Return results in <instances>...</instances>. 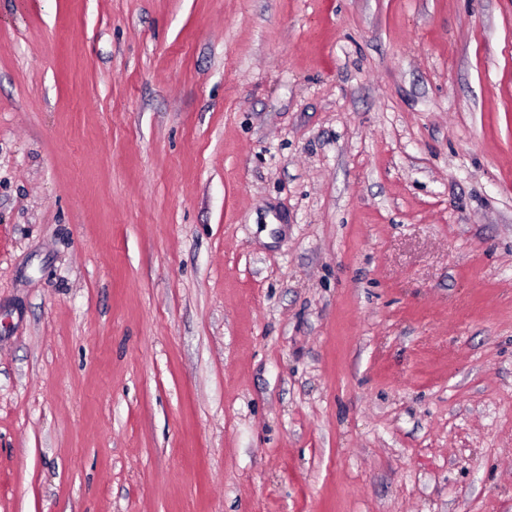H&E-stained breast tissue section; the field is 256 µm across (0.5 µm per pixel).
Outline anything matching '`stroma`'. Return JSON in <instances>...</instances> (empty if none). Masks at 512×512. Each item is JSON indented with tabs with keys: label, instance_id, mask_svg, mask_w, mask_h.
<instances>
[{
	"label": "stroma",
	"instance_id": "35a3bbf8",
	"mask_svg": "<svg viewBox=\"0 0 512 512\" xmlns=\"http://www.w3.org/2000/svg\"><path fill=\"white\" fill-rule=\"evenodd\" d=\"M0 512H512V0H0Z\"/></svg>",
	"mask_w": 512,
	"mask_h": 512
}]
</instances>
